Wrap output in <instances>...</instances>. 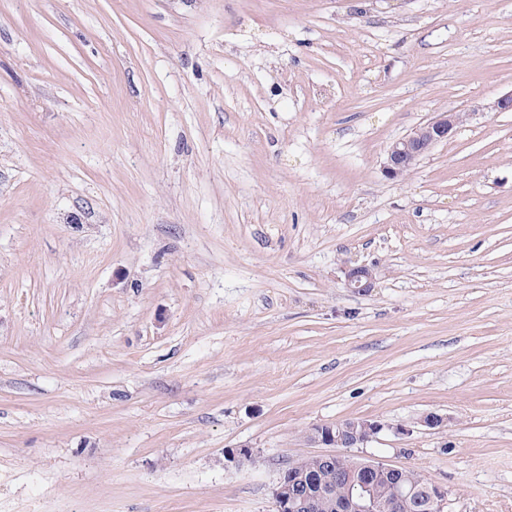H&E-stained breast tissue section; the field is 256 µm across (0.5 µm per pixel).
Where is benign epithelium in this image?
I'll use <instances>...</instances> for the list:
<instances>
[{"label": "benign epithelium", "instance_id": "benign-epithelium-1", "mask_svg": "<svg viewBox=\"0 0 512 512\" xmlns=\"http://www.w3.org/2000/svg\"><path fill=\"white\" fill-rule=\"evenodd\" d=\"M461 123L460 110L451 109L438 112L425 123L417 126L409 134L395 140L386 152L383 165L385 176L397 179L411 170L436 145L448 141L456 126ZM375 278L370 268L360 265L348 268L345 285L353 292H368L374 287ZM386 425L379 420L354 419L344 420L339 432L323 426L312 428L309 440L325 446L342 448H365L377 437ZM257 451L241 445L233 453L224 454V467L228 470L238 469L252 463ZM321 457L334 466L331 477L343 482L348 488L346 496L336 502V512H406L412 492L403 486L393 485L386 498L382 499L376 491L379 475L386 472L396 473L399 468L381 461L365 459L353 466L345 457L328 452ZM292 467L283 469L273 487V503L277 512H317L318 501L312 496L299 495L291 490L293 487ZM431 512H444L447 493L432 484L428 488Z\"/></svg>", "mask_w": 512, "mask_h": 512}]
</instances>
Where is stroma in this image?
<instances>
[{
    "label": "stroma",
    "instance_id": "obj_1",
    "mask_svg": "<svg viewBox=\"0 0 512 512\" xmlns=\"http://www.w3.org/2000/svg\"><path fill=\"white\" fill-rule=\"evenodd\" d=\"M511 91L512 0H0V512H273L346 419L512 512ZM459 109L437 112L425 123L417 126L409 134L395 140L386 152L383 165L389 179L403 177L436 145L448 141L456 126L461 123ZM375 278L370 268L360 265L348 268L346 271V288L353 292H368L374 288Z\"/></svg>",
    "mask_w": 512,
    "mask_h": 512
}]
</instances>
